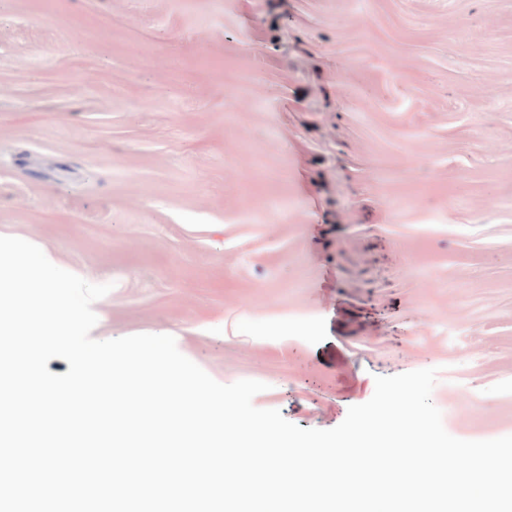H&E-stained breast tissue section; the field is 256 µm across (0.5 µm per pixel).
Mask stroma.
Listing matches in <instances>:
<instances>
[{
	"mask_svg": "<svg viewBox=\"0 0 512 512\" xmlns=\"http://www.w3.org/2000/svg\"><path fill=\"white\" fill-rule=\"evenodd\" d=\"M0 233L299 427L512 435V0H0Z\"/></svg>",
	"mask_w": 512,
	"mask_h": 512,
	"instance_id": "obj_1",
	"label": "stroma"
}]
</instances>
